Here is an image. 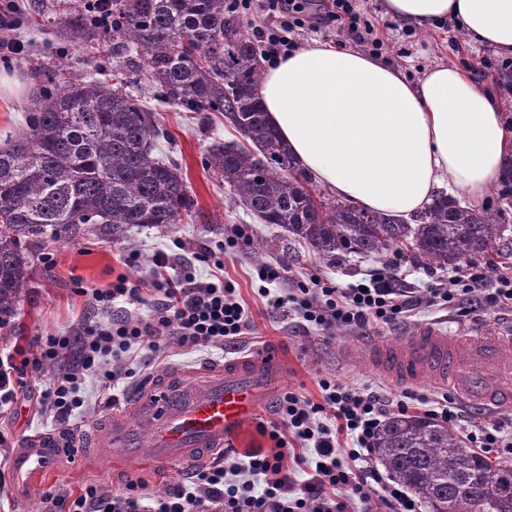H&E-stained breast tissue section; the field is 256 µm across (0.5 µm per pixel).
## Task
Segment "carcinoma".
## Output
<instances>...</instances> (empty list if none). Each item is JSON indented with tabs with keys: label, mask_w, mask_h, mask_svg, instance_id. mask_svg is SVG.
<instances>
[{
	"label": "carcinoma",
	"mask_w": 512,
	"mask_h": 512,
	"mask_svg": "<svg viewBox=\"0 0 512 512\" xmlns=\"http://www.w3.org/2000/svg\"><path fill=\"white\" fill-rule=\"evenodd\" d=\"M69 22L72 42L101 34L124 52L164 99L189 112H217L242 140L215 139L206 164L262 224L302 240L316 258L344 265L391 251L440 268L478 262L502 238L498 213L477 211L440 191L409 218L365 210L317 188L299 172L268 124L258 96V48L227 0H112V20ZM159 130L143 101L92 75L64 70L42 85L26 125L0 148V328L30 279L29 246L63 240L82 224L113 236L130 225L168 227L194 209L181 168L153 156ZM374 456L424 512H512V465L464 446L446 423L394 414Z\"/></svg>",
	"instance_id": "1"
}]
</instances>
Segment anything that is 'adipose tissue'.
I'll use <instances>...</instances> for the list:
<instances>
[{"label": "adipose tissue", "instance_id": "1", "mask_svg": "<svg viewBox=\"0 0 512 512\" xmlns=\"http://www.w3.org/2000/svg\"><path fill=\"white\" fill-rule=\"evenodd\" d=\"M417 30L450 22L512 57V0H383ZM258 94L302 171L359 206L421 210L449 183L481 206L512 164V134L491 90L445 64L417 81L377 58L312 42L273 60Z\"/></svg>", "mask_w": 512, "mask_h": 512}]
</instances>
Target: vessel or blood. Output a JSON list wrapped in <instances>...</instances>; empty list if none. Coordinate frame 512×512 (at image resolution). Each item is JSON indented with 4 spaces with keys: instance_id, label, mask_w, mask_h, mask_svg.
I'll return each instance as SVG.
<instances>
[{
    "instance_id": "1",
    "label": "vessel or blood",
    "mask_w": 512,
    "mask_h": 512,
    "mask_svg": "<svg viewBox=\"0 0 512 512\" xmlns=\"http://www.w3.org/2000/svg\"><path fill=\"white\" fill-rule=\"evenodd\" d=\"M374 357L392 378L446 383L475 408L512 403V331L455 338L428 323L406 345L378 343ZM283 367L279 352L261 347L195 370L163 369L155 385L131 395L127 412L101 422L96 442L111 449L116 464L145 457L166 468L215 454L258 413L261 380ZM62 443L58 435L38 432L16 449L12 463L23 485L54 469Z\"/></svg>"
}]
</instances>
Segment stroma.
<instances>
[{
    "label": "stroma",
    "instance_id": "1",
    "mask_svg": "<svg viewBox=\"0 0 512 512\" xmlns=\"http://www.w3.org/2000/svg\"><path fill=\"white\" fill-rule=\"evenodd\" d=\"M18 3L20 10L13 16L11 34L24 44L26 52L17 59H0V144L24 124L39 80L58 69H65L73 78L91 74L106 83L112 82V72L116 69L123 70L128 79L135 81L136 77L122 56L113 52L108 39L80 48L71 44L66 26L70 16L78 13L80 0H18ZM354 6L361 24L372 26L375 36L382 40L380 58L402 68L412 80L420 78L435 63H448L467 71L497 96L506 127L512 132L511 58L501 57L492 46L477 43L453 24L429 31L407 29L383 16L380 0H355ZM134 91L153 112L159 127L169 134L168 143L162 146L163 154L182 169L187 190L196 203L193 213L168 229L130 227L120 238L112 237L99 225L85 224L69 239L33 246L28 289L10 321L18 340L0 343V354L22 347L27 356H34L36 349L29 344L31 338L55 336L79 326L93 315L87 290L111 287L118 275L149 283L150 258L155 251L162 250L169 255L170 275L177 276L191 269L197 276L208 277L210 268L197 261V252L223 242L228 227L243 226L248 240L225 258L224 279L235 287L239 301L248 311L251 320L248 333L239 342L208 347L184 346L173 340L163 356L149 364L137 358L124 360L122 368L128 377L115 390L119 396L128 394L144 378L169 364L190 366L205 356L221 358L264 343L281 344L288 369L269 385L267 407L230 440L228 461L233 464L243 462L254 448L274 454L277 442L271 438L268 424L276 417L278 400L285 392L293 391L306 400L320 402L319 382L323 379L359 390L377 391L396 401L414 394L419 398L418 408L438 407L449 393L447 386L430 380L406 385L390 378L370 357L369 348L375 341L407 339L429 322L442 323L454 334L474 326L485 335L499 332L512 322V312L507 310L482 306L461 317L456 310L430 304L434 289L453 286L455 269L441 270L415 263L396 253L389 254L384 263L357 258L351 266L330 268L297 242L291 243L288 252L275 253V261L283 267V278L271 285L269 295H262V283L253 276L255 268L263 263L255 253V246L261 240L279 239L281 230L259 223L242 206L231 204L229 188L205 164L206 148L212 139L230 141L236 139V132L224 118H216L208 125L197 113L161 102L144 84L136 83ZM131 252L139 253L140 260L128 266L124 259ZM387 264L397 267L407 291L424 299L410 319L394 326L373 325L362 335L346 328L327 333L303 328L289 307L275 309L269 303L270 297L286 295L292 278L300 273L320 271L324 279L346 289L373 284L377 273ZM80 394L85 405L74 416L71 427L75 434L82 436L111 415L113 405L102 391L98 376H86ZM54 428L51 417L40 412L36 404L22 400L0 410V435L8 440L7 446H0V470L6 479L5 490L0 493V512H44L45 492L59 489L74 497L89 485L112 495L123 492L134 481L142 493L160 495L186 484L193 473L189 467L157 468L144 459L127 463L117 471L101 470L90 464L88 451L82 448L74 455L60 457L57 470L41 483L19 489L11 466L15 449L28 435Z\"/></svg>",
    "mask_w": 512,
    "mask_h": 512
}]
</instances>
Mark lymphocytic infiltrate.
<instances>
[{"mask_svg": "<svg viewBox=\"0 0 512 512\" xmlns=\"http://www.w3.org/2000/svg\"><path fill=\"white\" fill-rule=\"evenodd\" d=\"M267 9L278 14V28L262 34V52L277 56L294 49L293 34L306 20L320 26L342 23L353 16L352 0H265ZM210 264L212 279L185 273L179 280L162 277L167 268L166 254L152 259L155 274L149 290L117 276L111 288L95 289L89 301L99 316L83 322L72 334L35 338L39 353L32 358L0 357V407L34 397L41 409L52 415L62 431H69L70 420L83 401L79 396L88 373H100L104 389H111L122 377L117 367H107L110 359L128 354L159 352L166 335L181 344L208 346L232 343L250 328V320L238 301L234 288L225 284L224 261L206 248L197 255ZM453 290L437 289L433 303L459 306L460 300L480 301L492 308L512 310V276L496 268L466 264ZM132 305H149L148 317L111 318L117 299ZM273 307L291 306L309 326L330 331L346 327L364 332L369 325L393 326L406 319L421 305L420 298L378 283L371 288L340 289L312 274L298 279L287 298L275 299ZM69 365L56 373L39 391H31L28 378L41 374L45 365L62 358ZM321 403L285 393L279 400L278 419L271 424L278 453L269 456L256 450L247 463L238 465L241 483L227 481V470L213 463L196 469L190 485L155 498L138 495L135 485L125 493L102 494L94 486L83 494L69 497L57 492L45 496L46 512H348L343 491H350L364 503L365 512H419L412 494L401 485L386 480L372 466L373 439L392 413L408 411L405 402L390 403L376 391L357 390L321 380ZM352 443L347 455H340V442ZM291 457L292 469L282 460ZM265 476L263 488H256L255 476Z\"/></svg>", "mask_w": 512, "mask_h": 512, "instance_id": "obj_1", "label": "lymphocytic infiltrate"}]
</instances>
